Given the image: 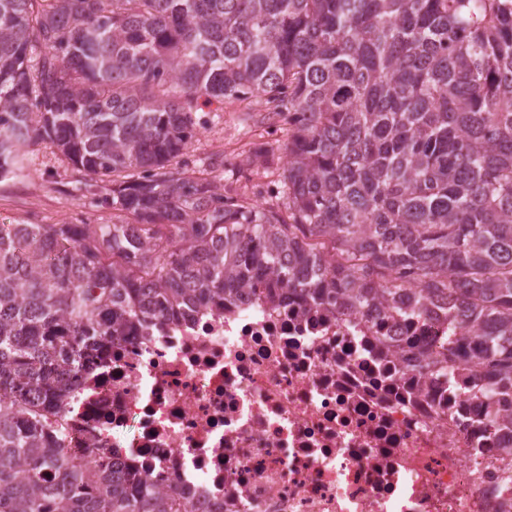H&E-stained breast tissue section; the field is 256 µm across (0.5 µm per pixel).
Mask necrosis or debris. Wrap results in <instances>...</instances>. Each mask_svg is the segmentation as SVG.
I'll return each mask as SVG.
<instances>
[{
  "label": "necrosis or debris",
  "mask_w": 512,
  "mask_h": 512,
  "mask_svg": "<svg viewBox=\"0 0 512 512\" xmlns=\"http://www.w3.org/2000/svg\"><path fill=\"white\" fill-rule=\"evenodd\" d=\"M448 326L240 289L113 341L62 405L61 446L149 475L191 512H512V432Z\"/></svg>",
  "instance_id": "obj_1"
}]
</instances>
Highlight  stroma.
<instances>
[{
	"mask_svg": "<svg viewBox=\"0 0 512 512\" xmlns=\"http://www.w3.org/2000/svg\"><path fill=\"white\" fill-rule=\"evenodd\" d=\"M197 135L178 164L202 169L212 156L223 166L213 174L234 196L266 206L278 204L276 185L287 162V124L266 120L262 98L199 105ZM111 182L84 177L49 143L28 148L24 168L0 180V224H109L124 221L107 201Z\"/></svg>",
	"mask_w": 512,
	"mask_h": 512,
	"instance_id": "1",
	"label": "stroma"
}]
</instances>
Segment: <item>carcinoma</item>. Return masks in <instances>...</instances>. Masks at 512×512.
<instances>
[{"label": "carcinoma", "mask_w": 512, "mask_h": 512, "mask_svg": "<svg viewBox=\"0 0 512 512\" xmlns=\"http://www.w3.org/2000/svg\"><path fill=\"white\" fill-rule=\"evenodd\" d=\"M249 94L292 127L276 210L172 168ZM37 142L132 221L0 224V512H189L50 434L83 360L264 280L440 301L512 400V0H0V178Z\"/></svg>", "instance_id": "carcinoma-1"}]
</instances>
